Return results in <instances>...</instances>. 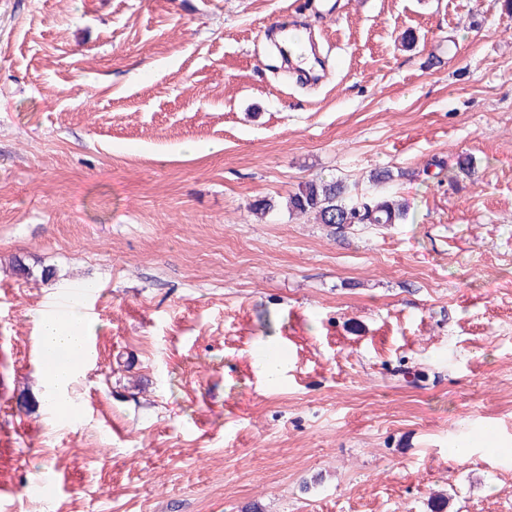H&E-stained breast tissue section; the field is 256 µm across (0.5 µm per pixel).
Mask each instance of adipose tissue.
<instances>
[{"instance_id": "1", "label": "adipose tissue", "mask_w": 512, "mask_h": 512, "mask_svg": "<svg viewBox=\"0 0 512 512\" xmlns=\"http://www.w3.org/2000/svg\"><path fill=\"white\" fill-rule=\"evenodd\" d=\"M39 328L46 389L53 400L67 399L80 374L78 356L85 333L83 319L75 312L65 318L43 316Z\"/></svg>"}]
</instances>
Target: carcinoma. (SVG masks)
I'll return each mask as SVG.
<instances>
[{
    "instance_id": "carcinoma-1",
    "label": "carcinoma",
    "mask_w": 512,
    "mask_h": 512,
    "mask_svg": "<svg viewBox=\"0 0 512 512\" xmlns=\"http://www.w3.org/2000/svg\"><path fill=\"white\" fill-rule=\"evenodd\" d=\"M403 176L389 168L377 169L370 175L375 187L386 186ZM288 210L315 214L320 224L330 227L336 223L355 225L401 224L408 219L407 202L392 194L357 196L342 179L317 177L303 182L298 190L288 194Z\"/></svg>"
}]
</instances>
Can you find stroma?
Segmentation results:
<instances>
[{
	"label": "stroma",
	"mask_w": 512,
	"mask_h": 512,
	"mask_svg": "<svg viewBox=\"0 0 512 512\" xmlns=\"http://www.w3.org/2000/svg\"><path fill=\"white\" fill-rule=\"evenodd\" d=\"M327 4L0 0V512H512V12ZM378 167L405 223L285 205ZM76 286L64 418L35 317Z\"/></svg>",
	"instance_id": "stroma-1"
}]
</instances>
